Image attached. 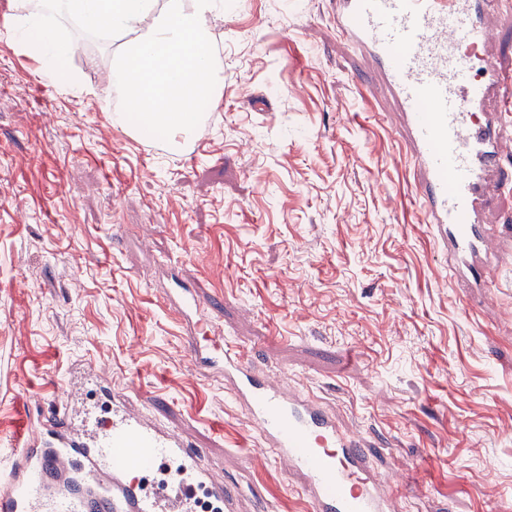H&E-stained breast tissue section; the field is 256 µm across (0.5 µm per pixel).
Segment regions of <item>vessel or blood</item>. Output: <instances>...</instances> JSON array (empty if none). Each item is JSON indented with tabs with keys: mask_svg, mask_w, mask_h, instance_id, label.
Masks as SVG:
<instances>
[{
	"mask_svg": "<svg viewBox=\"0 0 512 512\" xmlns=\"http://www.w3.org/2000/svg\"><path fill=\"white\" fill-rule=\"evenodd\" d=\"M502 0H336L337 36L368 54L394 104L393 119L417 172L415 196L448 273L480 287L505 260L500 232L484 223L493 194L512 190L501 160L512 152V70L491 51L512 10ZM181 316H203L193 288H174ZM197 369L224 375L266 447L300 477L308 512H397L407 479L373 474L364 439L314 397L258 373L239 343L189 334ZM206 488L233 512L200 452L144 412L113 403L88 419L80 402L24 414L0 458V512H188Z\"/></svg>",
	"mask_w": 512,
	"mask_h": 512,
	"instance_id": "b4317fda",
	"label": "vessel or blood"
}]
</instances>
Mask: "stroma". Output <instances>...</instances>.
Returning <instances> with one entry per match:
<instances>
[{
  "instance_id": "obj_1",
  "label": "stroma",
  "mask_w": 512,
  "mask_h": 512,
  "mask_svg": "<svg viewBox=\"0 0 512 512\" xmlns=\"http://www.w3.org/2000/svg\"><path fill=\"white\" fill-rule=\"evenodd\" d=\"M212 24L222 100L191 156L113 129L84 33L66 29L68 91L0 29V451L32 393L64 404L92 363L240 512H305L223 376L190 365L173 264L213 327L411 477L404 512H512V262L490 306L446 279L377 67L329 0H224Z\"/></svg>"
}]
</instances>
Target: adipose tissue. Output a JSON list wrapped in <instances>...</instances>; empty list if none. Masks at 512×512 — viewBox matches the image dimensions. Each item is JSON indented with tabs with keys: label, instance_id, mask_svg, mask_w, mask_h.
<instances>
[{
	"label": "adipose tissue",
	"instance_id": "adipose-tissue-1",
	"mask_svg": "<svg viewBox=\"0 0 512 512\" xmlns=\"http://www.w3.org/2000/svg\"><path fill=\"white\" fill-rule=\"evenodd\" d=\"M223 11L224 0H22L0 21L38 60L40 79L59 88L81 84L64 23L107 44L120 39L105 91L138 99L140 107L114 110L113 127L173 144L192 139L200 104H220L223 71L214 62L209 22Z\"/></svg>",
	"mask_w": 512,
	"mask_h": 512
}]
</instances>
